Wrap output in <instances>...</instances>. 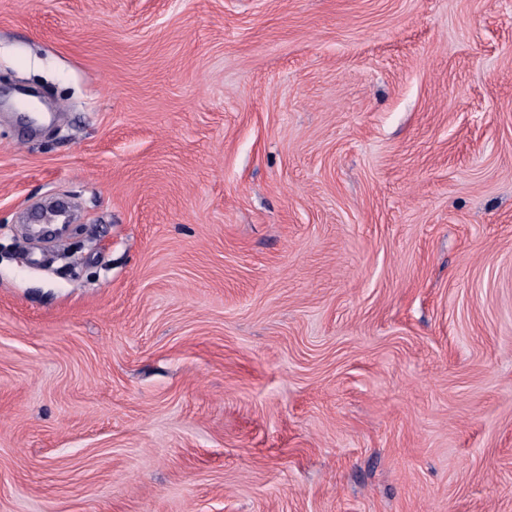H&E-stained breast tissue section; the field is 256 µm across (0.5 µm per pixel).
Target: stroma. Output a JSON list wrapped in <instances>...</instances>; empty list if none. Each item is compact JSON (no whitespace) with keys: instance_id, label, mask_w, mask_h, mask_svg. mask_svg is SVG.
<instances>
[{"instance_id":"35a3bbf8","label":"stroma","mask_w":512,"mask_h":512,"mask_svg":"<svg viewBox=\"0 0 512 512\" xmlns=\"http://www.w3.org/2000/svg\"><path fill=\"white\" fill-rule=\"evenodd\" d=\"M0 88V512H512V0H0Z\"/></svg>"}]
</instances>
